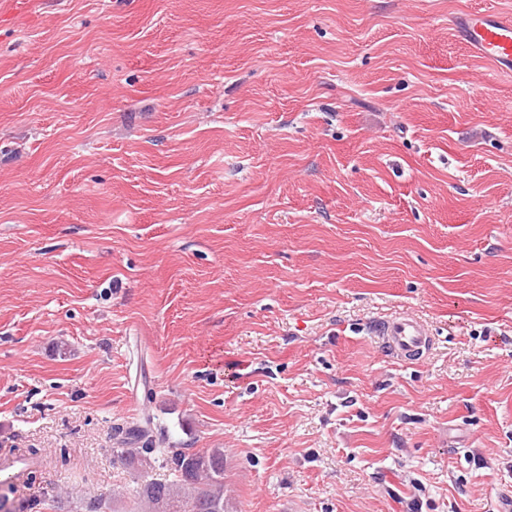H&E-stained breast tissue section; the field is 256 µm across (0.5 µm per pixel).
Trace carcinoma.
Returning a JSON list of instances; mask_svg holds the SVG:
<instances>
[{"mask_svg":"<svg viewBox=\"0 0 512 512\" xmlns=\"http://www.w3.org/2000/svg\"><path fill=\"white\" fill-rule=\"evenodd\" d=\"M153 419L144 414L140 422L126 431L129 448L117 452L134 458L141 453L154 456L170 471L172 479L149 480L138 492L141 507L146 512H234V506L224 490V452L213 449L205 453L173 451L153 446L150 432Z\"/></svg>","mask_w":512,"mask_h":512,"instance_id":"obj_1","label":"carcinoma"}]
</instances>
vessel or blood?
<instances>
[{
	"mask_svg": "<svg viewBox=\"0 0 512 512\" xmlns=\"http://www.w3.org/2000/svg\"><path fill=\"white\" fill-rule=\"evenodd\" d=\"M456 26L471 50L497 70L512 73V20L490 11L472 12L458 19ZM374 334L385 349L407 360L421 358L432 345L429 331L408 314L375 324Z\"/></svg>",
	"mask_w": 512,
	"mask_h": 512,
	"instance_id": "vessel-or-blood-1",
	"label": "vessel or blood"
}]
</instances>
